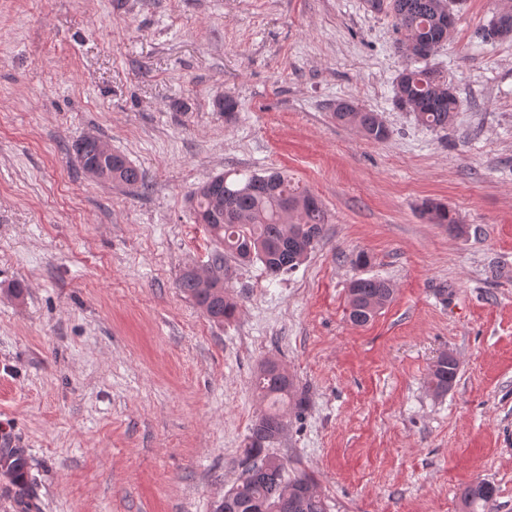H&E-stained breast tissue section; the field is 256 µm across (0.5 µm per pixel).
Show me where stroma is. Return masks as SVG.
<instances>
[{
	"label": "stroma",
	"instance_id": "obj_1",
	"mask_svg": "<svg viewBox=\"0 0 512 512\" xmlns=\"http://www.w3.org/2000/svg\"><path fill=\"white\" fill-rule=\"evenodd\" d=\"M502 2L456 0L427 63L462 104L433 132L395 105L406 59L365 0H0V433L33 504L0 477V512H212L266 359L307 399L270 451L328 512H462L479 480L512 512V39L480 38ZM340 100L389 138L337 123ZM90 132L145 185L87 178L69 148ZM271 169L322 203V240L276 279L229 265L238 312L211 321L177 286L214 251L188 196ZM358 276L393 289L363 326ZM422 212L433 224H448V228L457 234L465 231L463 225L458 224L456 217L441 203L426 201L422 206ZM444 356L445 354L437 360L429 379V385L436 393L448 391L457 375L458 364L456 360L452 358L448 361L449 355Z\"/></svg>",
	"mask_w": 512,
	"mask_h": 512
}]
</instances>
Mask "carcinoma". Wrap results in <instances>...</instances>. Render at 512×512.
<instances>
[{
    "label": "carcinoma",
    "mask_w": 512,
    "mask_h": 512,
    "mask_svg": "<svg viewBox=\"0 0 512 512\" xmlns=\"http://www.w3.org/2000/svg\"><path fill=\"white\" fill-rule=\"evenodd\" d=\"M454 0H385L382 9L394 19L400 33L399 48L408 49L416 41L429 46V52L409 57L408 98L397 96V106L414 114L416 121L432 131L448 128L460 99L448 79L440 72L417 66L448 42V20L456 18ZM336 121L354 126L369 141L383 142L389 130L376 112L361 110L342 100L334 109ZM74 155L97 161L103 182L129 187L144 185L143 172L125 156L113 153L101 158L100 144L82 137L72 145ZM188 201L196 222L205 226L215 239L210 271L206 275L196 269L183 272L177 287L195 301L210 319L222 322L233 318L237 303L226 294L224 264L231 257L246 264L259 261L266 273L276 278L298 267L315 248L323 234L327 218L320 202L299 190L282 173L252 174L244 181L230 180V174L195 188ZM422 212L434 224H446L461 234L463 225L443 204L427 201ZM393 288L383 280L357 278L348 288L349 319L356 325L370 322L378 310L392 298ZM458 364L455 359L437 360L429 379L433 391L442 393L454 382ZM254 387L270 401L269 409L251 428L245 448L243 469L224 491L223 512H255L263 502L277 512H327L318 494L313 474L306 471L286 477V465L269 453L287 428L288 409L306 406V398L297 396L293 381L277 362H262L254 375ZM0 473L7 475L21 498L27 494L26 458L21 448H0ZM495 485L479 481L466 486L461 494L464 512H488L496 497Z\"/></svg>",
    "instance_id": "1"
}]
</instances>
